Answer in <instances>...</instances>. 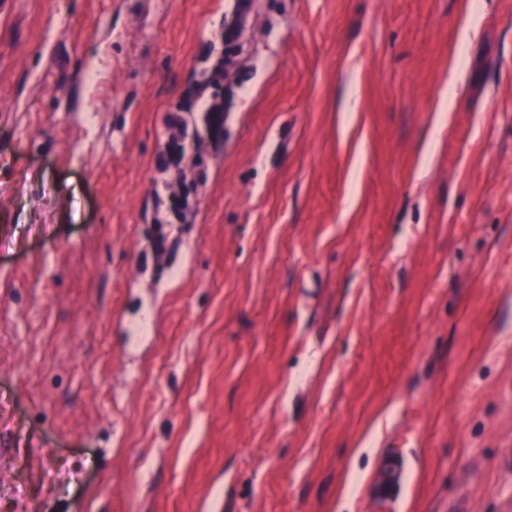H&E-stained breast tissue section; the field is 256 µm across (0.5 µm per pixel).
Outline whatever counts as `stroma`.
<instances>
[{
  "label": "stroma",
  "mask_w": 512,
  "mask_h": 512,
  "mask_svg": "<svg viewBox=\"0 0 512 512\" xmlns=\"http://www.w3.org/2000/svg\"><path fill=\"white\" fill-rule=\"evenodd\" d=\"M0 512H512V0H0ZM192 164L193 167L196 169L195 180H192L188 183H182L178 194L170 192L171 199H180L181 202L183 203L187 195L196 190L197 183L204 180L206 174V160L197 150L193 155ZM401 479L400 467L391 459L385 458L374 479L373 489L378 498L389 500L387 492Z\"/></svg>",
  "instance_id": "1"
}]
</instances>
